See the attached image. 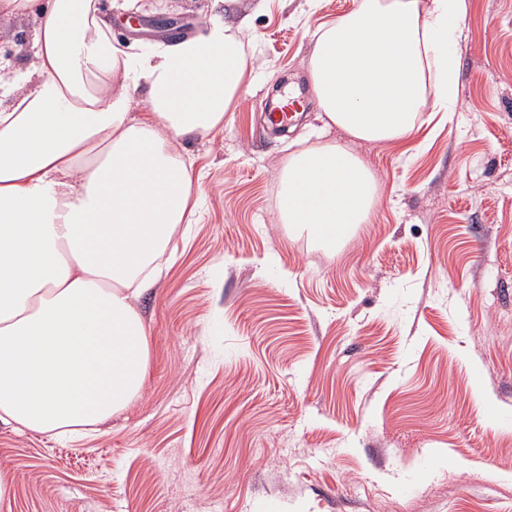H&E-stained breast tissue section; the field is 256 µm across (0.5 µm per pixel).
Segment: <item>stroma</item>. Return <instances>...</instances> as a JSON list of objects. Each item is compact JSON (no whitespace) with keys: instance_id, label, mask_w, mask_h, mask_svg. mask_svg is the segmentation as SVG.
I'll use <instances>...</instances> for the list:
<instances>
[{"instance_id":"obj_1","label":"stroma","mask_w":512,"mask_h":512,"mask_svg":"<svg viewBox=\"0 0 512 512\" xmlns=\"http://www.w3.org/2000/svg\"><path fill=\"white\" fill-rule=\"evenodd\" d=\"M356 0H139L202 29L248 19L254 78L214 135L182 142L197 204L137 301L141 394L95 434L0 424V512H512V0H468L456 109L358 151L380 200L342 247L278 216L285 160L326 142L311 35ZM34 14L0 57L29 61ZM306 98V91H301L297 96L286 92L281 100L268 111V120L279 127L292 125L298 112L303 109Z\"/></svg>"}]
</instances>
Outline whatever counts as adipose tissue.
<instances>
[{"mask_svg": "<svg viewBox=\"0 0 512 512\" xmlns=\"http://www.w3.org/2000/svg\"><path fill=\"white\" fill-rule=\"evenodd\" d=\"M466 8L357 0L313 34L315 100L348 140L288 158L281 223L335 244L368 222L378 182L353 145L453 111ZM241 33L216 18L135 51L113 41L98 0H47L31 64L0 59V423L71 437L140 395L149 345L134 301L195 209L175 146L222 125L247 85Z\"/></svg>", "mask_w": 512, "mask_h": 512, "instance_id": "ef3b65f1", "label": "adipose tissue"}]
</instances>
